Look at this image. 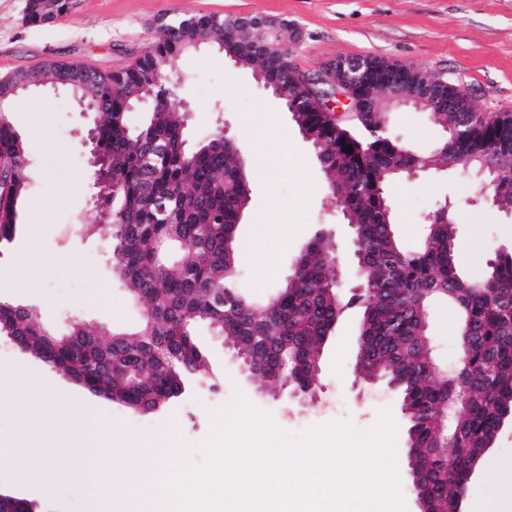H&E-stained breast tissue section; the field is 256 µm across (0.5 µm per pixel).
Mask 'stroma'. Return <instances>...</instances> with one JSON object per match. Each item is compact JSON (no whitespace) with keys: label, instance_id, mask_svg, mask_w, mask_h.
I'll return each mask as SVG.
<instances>
[{"label":"stroma","instance_id":"stroma-1","mask_svg":"<svg viewBox=\"0 0 512 512\" xmlns=\"http://www.w3.org/2000/svg\"><path fill=\"white\" fill-rule=\"evenodd\" d=\"M25 4L0 0V80L53 63L116 72L148 52L162 27L179 17L254 14L298 27L301 39L292 62L303 72L315 73L346 58H382L439 73L466 93L480 113L512 114V0H70L63 16L41 25L26 23ZM169 77L177 99L190 107V140L225 127L248 166L250 201L235 239L236 290L260 301L272 298L295 256L321 235L339 246L341 278L353 285L350 228L329 205L315 154L289 112L256 83L251 71L235 67L207 46L176 60ZM9 120L25 144L31 179L15 205L13 237L0 244V268L23 265L26 282L21 288H0V299L38 308L44 321L61 331L73 316L107 330L133 326L142 307L111 277L110 241L85 231L95 220L89 150L83 144L90 119L68 91L47 85L20 95ZM390 127L424 156L434 153L442 137L426 113L411 108L391 112ZM283 133L301 167L259 171L264 156L275 154L274 143ZM477 181L471 173L433 170L388 187L395 231L409 250L421 242L425 214L444 198L456 203V266L460 275L473 280L487 274L497 253L512 250V207L482 199ZM260 224L270 231L258 242L254 236ZM360 319L359 309L345 312L323 349L315 396L296 400L242 373L223 337L204 324L196 341L207 356L208 383L188 378L181 397L148 413L90 392L4 336L0 365H23L59 403L87 406V424L106 423L135 438L175 429L196 462L202 456L193 446L207 436L212 411L229 404L238 391L293 435L330 421L365 430L376 423L381 409H390L397 425L400 491L406 512H419L407 475V423L400 397L385 383L365 382L355 372ZM429 322L437 363L453 366L454 311L446 303H433ZM511 464L512 418L484 450L469 480L465 505H472L488 486L502 483ZM55 465L61 476L44 488L20 481L13 458L0 459V492L33 503L35 512H85L86 488L76 476L80 459L63 456Z\"/></svg>","mask_w":512,"mask_h":512}]
</instances>
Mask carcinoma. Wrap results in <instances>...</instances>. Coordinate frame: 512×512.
I'll use <instances>...</instances> for the list:
<instances>
[{"instance_id": "carcinoma-1", "label": "carcinoma", "mask_w": 512, "mask_h": 512, "mask_svg": "<svg viewBox=\"0 0 512 512\" xmlns=\"http://www.w3.org/2000/svg\"><path fill=\"white\" fill-rule=\"evenodd\" d=\"M69 0L49 12L27 4L30 24L63 15ZM243 17L192 14L167 24L153 48L118 74L88 71L91 83L71 87L92 100L98 155L109 179L92 173L99 200L109 208L98 225L113 239L112 272L143 306L131 331L105 332L75 318L56 334L36 310L0 301V335L90 391L132 409L155 410L183 393L189 376L204 378L207 360L194 327L209 324L234 345L254 370L252 377L305 390L319 384L327 337L350 308L361 311L358 371L386 379L402 399L409 448L415 453L414 491L429 512H461L474 467L512 415V253L490 260L481 280L456 269L455 222L433 210L417 250L403 249L394 211L383 189L396 169L432 163L472 169L489 160L495 172L479 184L484 198L512 205V116L478 114L467 96L448 83L433 93L452 98L459 111L431 112L444 137L432 157L416 153L394 135L384 116L364 112L357 126L331 121L315 101L292 92L296 125L324 145L321 160L332 204L351 217L353 252L359 254L357 288L346 293L332 271L330 240L319 237L297 256L279 293L259 302L232 286L238 268L235 231L248 180L236 148L224 134L189 144L184 113L173 106L168 71L197 46L237 35L245 68L258 66L294 87L290 58L272 45L275 33L258 37ZM374 83L408 85L424 70L368 58ZM79 70L57 64L45 71L0 80V243L12 239L14 205L26 192L30 164L25 145L2 112L15 85L26 79L60 82ZM153 94L148 122L129 127V97ZM353 150H348V147ZM442 299L458 314V363L434 380L428 307Z\"/></svg>"}]
</instances>
